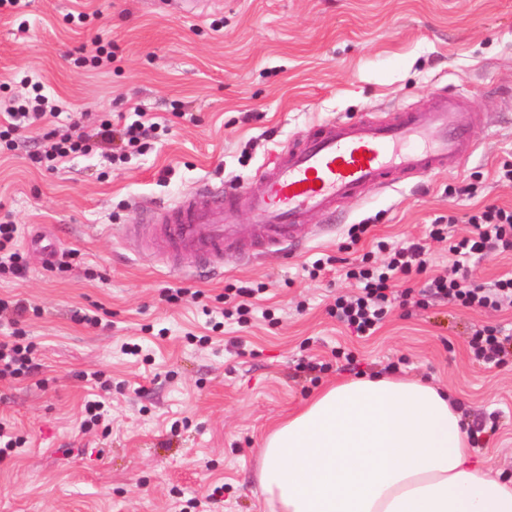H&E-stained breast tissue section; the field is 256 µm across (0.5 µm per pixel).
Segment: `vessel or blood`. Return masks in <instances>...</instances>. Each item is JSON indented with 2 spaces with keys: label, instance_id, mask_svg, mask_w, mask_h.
<instances>
[{
  "label": "vessel or blood",
  "instance_id": "1",
  "mask_svg": "<svg viewBox=\"0 0 512 512\" xmlns=\"http://www.w3.org/2000/svg\"><path fill=\"white\" fill-rule=\"evenodd\" d=\"M470 110L464 87L455 86L425 112H399L387 121L331 119L282 147L250 182L229 190L203 185L205 204L187 196L133 230L145 234L155 252L183 254L206 271L229 245L247 251L284 245L296 240L310 214L333 212L338 202L371 189L393 188L404 175L422 177L466 163L475 149ZM239 209L251 223H237Z\"/></svg>",
  "mask_w": 512,
  "mask_h": 512
}]
</instances>
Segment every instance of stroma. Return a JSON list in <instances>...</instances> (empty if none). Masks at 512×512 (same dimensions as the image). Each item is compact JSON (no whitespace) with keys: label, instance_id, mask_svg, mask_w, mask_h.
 Segmentation results:
<instances>
[{"label":"stroma","instance_id":"35a3bbf8","mask_svg":"<svg viewBox=\"0 0 512 512\" xmlns=\"http://www.w3.org/2000/svg\"><path fill=\"white\" fill-rule=\"evenodd\" d=\"M97 35L111 65L77 64ZM25 80L57 110L0 152V219L21 246L52 236L79 263L56 274L30 251L25 278L0 277V298L40 310L24 324L37 374L0 380V421L26 440L0 460V512H196L217 486L208 512H269L257 481L266 435L324 387L368 373L446 389L480 435L478 456L512 474V358L483 365L468 347L482 326L512 328V310L396 306L361 338L329 313L355 291L341 267L307 272L378 238L420 239L441 217L456 216L448 232L460 237L467 214L512 207L499 179L512 164V0H202L194 11L186 0H18L0 8V113ZM460 82L473 91L474 156L344 203L335 229L309 216L293 249L225 253L223 277L205 280L190 259L151 256L122 231L203 183L244 182L329 119L424 108ZM137 111L158 128L122 163L95 152L46 172L27 159L45 132ZM353 224L370 227L355 245ZM231 286L255 290L247 323L224 317ZM86 308L101 324L76 320ZM93 371L112 389L104 423L84 431Z\"/></svg>","mask_w":512,"mask_h":512}]
</instances>
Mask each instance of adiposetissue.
<instances>
[{
	"mask_svg": "<svg viewBox=\"0 0 512 512\" xmlns=\"http://www.w3.org/2000/svg\"><path fill=\"white\" fill-rule=\"evenodd\" d=\"M260 454L271 512H512V476L476 458L448 394L393 374L323 389Z\"/></svg>",
	"mask_w": 512,
	"mask_h": 512,
	"instance_id": "ef3b65f1",
	"label": "adipose tissue"
}]
</instances>
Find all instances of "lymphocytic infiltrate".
<instances>
[{
    "instance_id": "f902f5d3",
    "label": "lymphocytic infiltrate",
    "mask_w": 512,
    "mask_h": 512,
    "mask_svg": "<svg viewBox=\"0 0 512 512\" xmlns=\"http://www.w3.org/2000/svg\"><path fill=\"white\" fill-rule=\"evenodd\" d=\"M47 111L48 100L39 93L24 103L9 105L5 120L0 121V145L15 149L18 132L43 119ZM146 136L142 122L121 127L105 118L91 134L77 130L61 139L45 134L40 148L30 153L28 159L36 168L53 171L75 154H88L111 145L123 152L139 149ZM467 222L471 227L469 234L455 240L449 239L447 225L437 223L430 226L424 243L377 241L375 248L383 253V261H374L373 253L367 252L349 262L345 276L354 280L357 293L337 296L332 315L357 336L364 337L382 326L396 298H411L419 289L474 309L498 311L506 305L512 307V275L502 276L487 286L473 280L469 269L473 258L485 255L489 243L512 249V208L488 205L469 214ZM432 241L448 245L453 260L447 274L428 273V244ZM1 309L10 311L13 330L0 339V379L35 375L39 366L32 357L34 344L24 341L20 330L31 311L30 304L23 299H0ZM468 346L475 360L501 362L512 354V331L498 326L481 327L475 330Z\"/></svg>"
}]
</instances>
